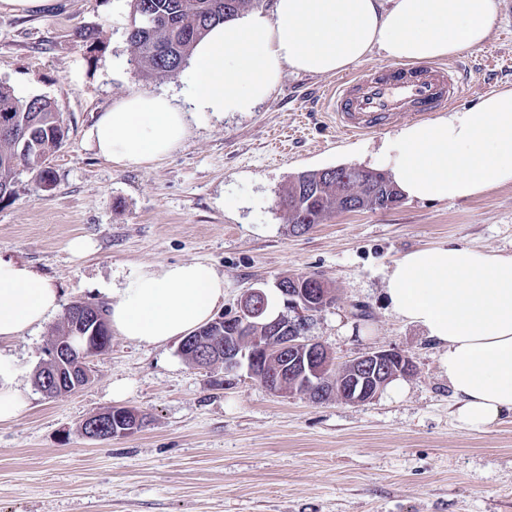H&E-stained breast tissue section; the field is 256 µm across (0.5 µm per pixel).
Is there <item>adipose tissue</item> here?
<instances>
[{"label": "adipose tissue", "instance_id": "obj_1", "mask_svg": "<svg viewBox=\"0 0 512 512\" xmlns=\"http://www.w3.org/2000/svg\"><path fill=\"white\" fill-rule=\"evenodd\" d=\"M495 15V0H274L271 14L217 24L197 43L185 89L191 112L167 95L135 92L101 113L87 137L107 162L150 164L179 147L189 121L252 111L284 68L337 74L375 50L403 64L452 58L480 47ZM379 161L411 200L468 199L512 184V89L402 127ZM385 281L387 309L436 345L460 426L479 431L512 415V254L460 243L416 249L388 266ZM111 294L113 329L162 346L212 320L224 278L200 261L140 264ZM58 307L56 288L0 257V340L23 336ZM16 377L0 355L2 422L27 406Z\"/></svg>", "mask_w": 512, "mask_h": 512}]
</instances>
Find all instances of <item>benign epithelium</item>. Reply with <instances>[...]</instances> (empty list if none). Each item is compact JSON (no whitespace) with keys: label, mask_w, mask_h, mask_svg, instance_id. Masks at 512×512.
Instances as JSON below:
<instances>
[{"label":"benign epithelium","mask_w":512,"mask_h":512,"mask_svg":"<svg viewBox=\"0 0 512 512\" xmlns=\"http://www.w3.org/2000/svg\"><path fill=\"white\" fill-rule=\"evenodd\" d=\"M276 288L284 297L285 312L274 319L265 316L266 292L251 288L240 299L238 311L222 315L182 340L180 353L210 367L220 365L232 373L247 367L248 373L273 393L335 398L347 404H363L378 397L392 380L415 370L413 359L395 348L361 353L341 365L322 343L307 337L319 316L316 307L326 301L322 280L305 284L296 275L278 280ZM250 319L258 331L235 336L229 341L219 335L224 323ZM105 323L99 306L78 303L67 312L66 334L54 338L48 359L41 366L38 384L44 392L60 395L83 388L93 378V361L109 350V336L75 337L81 322ZM141 413L132 407H113L93 414L80 425L82 434L96 442H108L131 435L143 427Z\"/></svg>","instance_id":"obj_1"}]
</instances>
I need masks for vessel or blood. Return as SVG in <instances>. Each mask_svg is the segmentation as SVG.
Returning a JSON list of instances; mask_svg holds the SVG:
<instances>
[{
    "instance_id": "vessel-or-blood-1",
    "label": "vessel or blood",
    "mask_w": 512,
    "mask_h": 512,
    "mask_svg": "<svg viewBox=\"0 0 512 512\" xmlns=\"http://www.w3.org/2000/svg\"><path fill=\"white\" fill-rule=\"evenodd\" d=\"M464 89L457 69L443 64L384 65L375 72L345 78L324 100L344 132L368 134L401 118H429L452 105Z\"/></svg>"
}]
</instances>
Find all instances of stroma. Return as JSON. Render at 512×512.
<instances>
[{"label": "stroma", "mask_w": 512, "mask_h": 512, "mask_svg": "<svg viewBox=\"0 0 512 512\" xmlns=\"http://www.w3.org/2000/svg\"><path fill=\"white\" fill-rule=\"evenodd\" d=\"M133 21L132 0L0 10V83L49 99L69 128L49 160L51 190L24 171L0 203V256L48 279L62 308H109L106 287L141 263L212 264L224 277L225 314L248 289L273 294L284 276L316 275L335 288L336 303L310 339L340 362L395 348L416 369L401 399L315 403L270 392L243 368L191 364L178 341L154 347L116 335L90 385L50 398L34 373L62 319L54 313L0 344L29 401L0 422V512H512V415L462 428L436 348L381 303L387 266L411 250L454 242L511 253L512 185L338 213L290 233L277 201L296 173L379 169L380 145L401 125L344 134L323 105L336 76L289 69L254 111L192 124L169 156L116 167L86 137L99 113L137 91L184 96L182 75L148 78L132 62ZM456 61L473 83L454 110L512 88V0H497L487 42ZM76 238L88 252L71 251ZM116 382L127 387L118 400ZM118 404L145 415L141 432L106 443L82 435L86 417Z\"/></svg>", "instance_id": "stroma-1"}]
</instances>
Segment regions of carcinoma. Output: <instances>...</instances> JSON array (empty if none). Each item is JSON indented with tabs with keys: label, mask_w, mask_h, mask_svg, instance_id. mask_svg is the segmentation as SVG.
Masks as SVG:
<instances>
[{
	"label": "carcinoma",
	"mask_w": 512,
	"mask_h": 512,
	"mask_svg": "<svg viewBox=\"0 0 512 512\" xmlns=\"http://www.w3.org/2000/svg\"><path fill=\"white\" fill-rule=\"evenodd\" d=\"M259 0H133L134 22L127 40L132 61L148 77L174 76L186 64L194 44L208 28L238 16ZM15 134L0 132V201L14 196L15 178L26 170L36 173L40 187L50 189L49 158L61 147L68 128L63 114L49 100L34 96L20 98L0 84V124ZM369 202L360 210H386L401 200L395 185L380 173L356 166L331 172L303 171L295 175L279 197L292 233L308 232L334 212H351L349 202L358 194Z\"/></svg>",
	"instance_id": "1"
}]
</instances>
